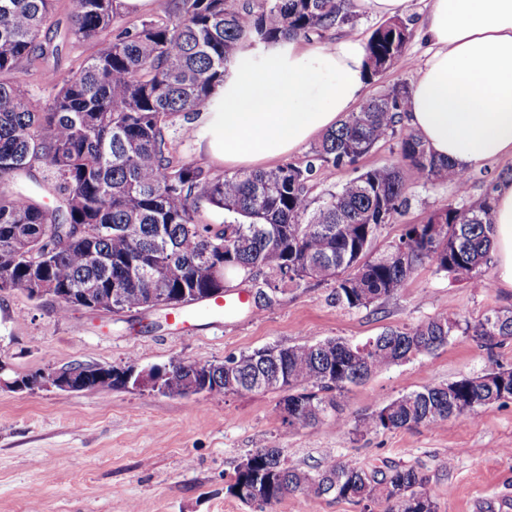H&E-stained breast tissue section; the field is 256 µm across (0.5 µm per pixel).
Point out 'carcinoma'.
Wrapping results in <instances>:
<instances>
[{
	"instance_id": "1",
	"label": "carcinoma",
	"mask_w": 512,
	"mask_h": 512,
	"mask_svg": "<svg viewBox=\"0 0 512 512\" xmlns=\"http://www.w3.org/2000/svg\"><path fill=\"white\" fill-rule=\"evenodd\" d=\"M55 0H0V183L25 176L54 183L56 205L0 191V291L54 288L60 314L98 303L113 288L112 310L142 309L151 298L202 300L231 276L262 277L279 291L307 280L334 283L348 308L385 301L420 264L484 286L491 249L492 193L478 204L455 201L410 224L399 242L372 255L379 229L408 203L400 167L356 164L398 132L409 89L372 98L323 134L305 164L214 176L173 146L179 116L207 112L224 75L247 45L288 42L351 28V0H263L254 10L231 0H168L166 17L118 30L112 42L69 76L40 71L50 104L34 107L12 75L56 57L64 47L99 40L119 18L117 0H75L65 28L50 22ZM410 38L400 20L376 27L367 43L368 78L405 60ZM401 157L425 184H451L460 197L470 173L435 159L415 134ZM351 167L355 176L312 205L316 168ZM42 176H37V173ZM224 211V226L200 224L202 205ZM441 226L431 233L432 225ZM473 334L490 349L512 339V311L477 325L439 317L373 337L369 349L339 338L267 347L222 363L182 358L164 370L157 391L180 394L191 373L209 368L210 395L279 391L283 421L296 431L324 421L349 386ZM512 393V368L424 386L339 429L357 434L456 420ZM427 478L413 467L365 470L328 460L314 473L286 465L282 449L263 447L237 468L228 492L259 512L290 493L383 502L386 512H434Z\"/></svg>"
}]
</instances>
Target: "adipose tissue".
I'll use <instances>...</instances> for the list:
<instances>
[{
  "mask_svg": "<svg viewBox=\"0 0 512 512\" xmlns=\"http://www.w3.org/2000/svg\"><path fill=\"white\" fill-rule=\"evenodd\" d=\"M431 53L404 123L437 159L469 172L512 157V0H429L420 23ZM362 38L240 52L209 112L211 149L230 167L293 153L338 125L362 96ZM496 285L512 291V179L494 191Z\"/></svg>",
  "mask_w": 512,
  "mask_h": 512,
  "instance_id": "ef3b65f1",
  "label": "adipose tissue"
}]
</instances>
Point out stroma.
Instances as JSON below:
<instances>
[{"mask_svg":"<svg viewBox=\"0 0 512 512\" xmlns=\"http://www.w3.org/2000/svg\"><path fill=\"white\" fill-rule=\"evenodd\" d=\"M428 0H409L403 16L411 31L410 65H396L367 80L364 99L412 85L428 46L419 32ZM196 134L182 124L170 137L189 160L224 175L207 144L206 115ZM402 173L409 204L372 243L381 251L407 225L420 224L455 200L453 186L423 184L410 166ZM468 284L423 264L389 300L366 308L336 303L334 285L307 281L287 288L275 304L245 307L227 316L207 302L183 308L179 317L161 309L120 313L59 314L51 299L32 300L19 290L0 292V364L7 379L78 364L166 368L183 357L220 362L272 345L340 338L365 342L388 329L435 317L475 324L496 310L512 311V293L495 284ZM512 367V339L488 349L456 335L430 353L384 369L350 386L336 410L347 421L425 385ZM279 393L189 397L146 388L57 393L0 388V512H253L229 494L235 470L268 445L282 449L287 465L313 472L331 457L374 469L398 464L428 479L435 512H512V401L456 421L359 435L337 430L332 419L295 431L281 421ZM383 503L292 493L266 512H384Z\"/></svg>","mask_w":512,"mask_h":512,"instance_id":"1","label":"stroma"}]
</instances>
